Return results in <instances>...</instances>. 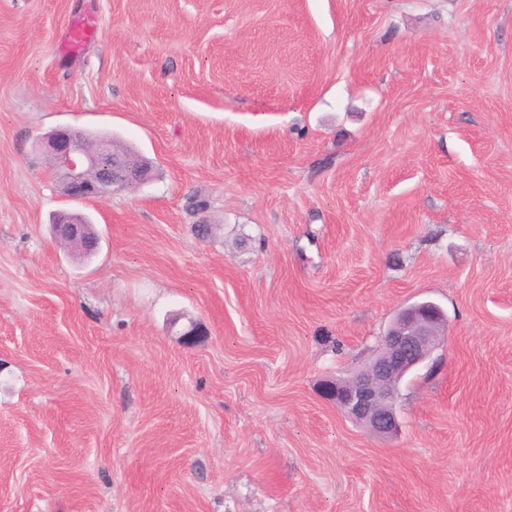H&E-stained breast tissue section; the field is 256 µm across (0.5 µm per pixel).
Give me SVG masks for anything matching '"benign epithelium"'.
<instances>
[{
    "instance_id": "obj_1",
    "label": "benign epithelium",
    "mask_w": 512,
    "mask_h": 512,
    "mask_svg": "<svg viewBox=\"0 0 512 512\" xmlns=\"http://www.w3.org/2000/svg\"><path fill=\"white\" fill-rule=\"evenodd\" d=\"M52 166L73 199H100L119 189L114 177L95 175L102 158L112 156V139L90 141L85 134L65 127L41 141ZM55 236L85 244L90 241L85 225L71 215L57 216ZM447 335V320L439 306L419 301L400 307L381 337L374 360L347 378L327 379L326 398L348 419L371 432L390 437L398 430L396 401L403 378L418 369Z\"/></svg>"
}]
</instances>
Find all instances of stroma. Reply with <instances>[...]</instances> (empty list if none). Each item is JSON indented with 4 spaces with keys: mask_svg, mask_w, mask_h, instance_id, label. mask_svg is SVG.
<instances>
[{
    "mask_svg": "<svg viewBox=\"0 0 512 512\" xmlns=\"http://www.w3.org/2000/svg\"><path fill=\"white\" fill-rule=\"evenodd\" d=\"M60 126L153 179L71 201ZM421 299L382 439L321 383ZM0 512H512V0H0ZM58 224H55V236L59 239H69L71 241H77L86 246L87 242L94 241L87 235V230L84 224L76 223L69 213H62L57 216ZM88 254L92 250H89L86 246Z\"/></svg>",
    "mask_w": 512,
    "mask_h": 512,
    "instance_id": "1",
    "label": "stroma"
}]
</instances>
